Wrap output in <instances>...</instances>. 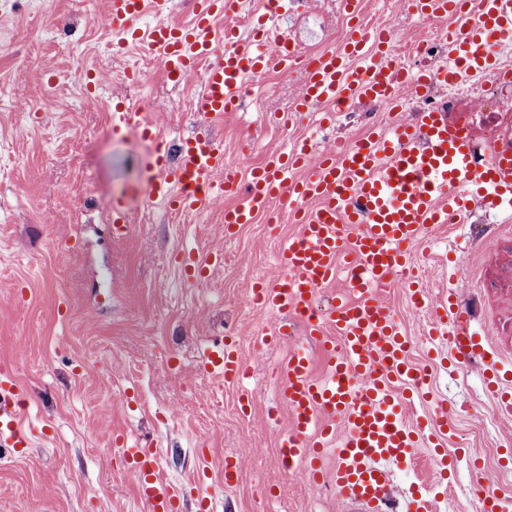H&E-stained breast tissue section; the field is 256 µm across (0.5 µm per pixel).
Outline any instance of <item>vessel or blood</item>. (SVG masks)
<instances>
[{
  "label": "vessel or blood",
  "instance_id": "1",
  "mask_svg": "<svg viewBox=\"0 0 512 512\" xmlns=\"http://www.w3.org/2000/svg\"><path fill=\"white\" fill-rule=\"evenodd\" d=\"M166 0H107L113 23L130 25L148 8L163 9ZM468 0H402L404 10L429 23L448 16L464 17L452 41L453 63L442 64L440 79L455 86L472 77L493 74L495 61L485 38L494 34L512 46V0H478L475 22H468ZM239 0H198L192 21L184 27L150 31L151 46L162 56L171 79L182 80L192 61L205 56L203 89L195 110L204 121L218 123L237 111L247 79L273 72L301 71L303 84L295 102L299 112L323 109V125H332L327 103L358 100L400 103L408 90H422L429 73L410 77L394 70L386 58L387 35L364 21L360 0H340L350 19L335 47L312 57L297 54L290 40L271 25V12L252 14L247 36L235 30L217 34L219 17L233 16ZM223 52H216L217 39ZM114 130L154 137L152 124L133 113L113 115ZM154 173L141 188L144 197L177 211L198 210L217 184L233 188L237 175L224 165L222 145L210 136L187 139L177 167L156 155ZM245 204L224 210V233L252 223L268 212L273 200L302 202L294 213L299 232L284 248V276L272 286L253 284L251 300L267 313H282L304 327L310 345L328 358L327 380H316L305 351H295L280 368L289 430L281 442L288 459L306 462L313 481H328L344 500L361 512H386L392 486L386 468L412 460L448 432L445 408L428 424L408 421L398 381L418 383L420 372L409 358V342L390 308L378 294L410 263L412 249L462 212L475 199L487 208L512 209V161L479 167L465 133L449 125L445 112L426 105L413 121L392 132L369 129L362 137L315 152L301 146L273 152L250 172ZM344 273L346 292L329 309L316 297L337 273ZM414 308L431 311L430 335L446 337L463 364L480 362L498 374V356L485 337L473 331L456 295L431 303L425 289L409 288ZM200 367L220 381L241 379L237 350L216 341L200 354ZM21 391L10 372L0 370V445L29 447L20 423ZM341 440L336 466L324 475L319 464L324 448ZM122 456L138 483L149 512H174L179 498L164 480L149 444L123 443Z\"/></svg>",
  "mask_w": 512,
  "mask_h": 512
}]
</instances>
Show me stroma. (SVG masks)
Listing matches in <instances>:
<instances>
[{
	"instance_id": "35a3bbf8",
	"label": "stroma",
	"mask_w": 512,
	"mask_h": 512,
	"mask_svg": "<svg viewBox=\"0 0 512 512\" xmlns=\"http://www.w3.org/2000/svg\"><path fill=\"white\" fill-rule=\"evenodd\" d=\"M279 33L312 50L347 32L336 0H298L274 18ZM127 29L114 25L106 0H0V369H10L25 395L21 425L29 448L0 447V512H148L112 437L153 444L165 478L180 493V512L213 498L215 512H358L302 465L284 471L281 439L289 428L277 369L307 343L301 325L280 345L258 346L283 318L250 303L259 279L279 283L282 249L298 226L290 218L253 223L224 234V210L242 204L243 189L223 191L192 213L144 201L153 143L112 129L117 101L156 125L158 140L176 148L210 130L223 143L227 167L247 173L268 151L313 139L361 136L384 116H337L335 131L305 113L288 124L299 72L258 79L239 111L202 123L189 107L198 81H174L145 67L151 52L138 42L119 48ZM130 207V233L117 238L107 207ZM494 248L471 247V230L441 229L413 251V267L431 301L455 288L471 304L472 327L486 336L503 371L512 372V307L484 290ZM219 253L207 279L177 258ZM381 296L392 307L428 371L430 395L410 420L447 404L451 428L441 438L448 479L427 454L393 467L396 491L406 483L439 497L444 512H482L472 495L481 475L497 477L502 503L512 504V413L499 409L477 365L442 364L429 336L427 311L411 306L393 283ZM228 335L248 370L244 381L218 383L199 367L210 339ZM249 392L251 404L239 397ZM207 453L199 466L197 452ZM242 470L224 483V461Z\"/></svg>"
}]
</instances>
